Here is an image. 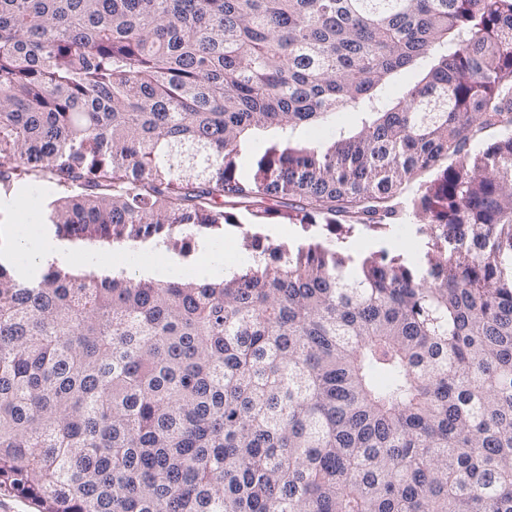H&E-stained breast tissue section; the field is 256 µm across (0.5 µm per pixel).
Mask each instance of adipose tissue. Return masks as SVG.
Segmentation results:
<instances>
[{"instance_id": "obj_1", "label": "adipose tissue", "mask_w": 512, "mask_h": 512, "mask_svg": "<svg viewBox=\"0 0 512 512\" xmlns=\"http://www.w3.org/2000/svg\"><path fill=\"white\" fill-rule=\"evenodd\" d=\"M11 262H14L19 276L43 267L55 256L78 259L87 271L99 272L97 255L111 253L112 272H125L134 277L153 276L177 278L189 274L201 281H210L231 273L232 261L224 257V243L209 241L195 257L184 259L171 257L165 263L142 262L139 251L128 249L117 243L77 242L59 243L50 240L44 225L19 222L12 228Z\"/></svg>"}]
</instances>
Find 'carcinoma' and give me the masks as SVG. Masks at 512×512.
<instances>
[{
	"label": "carcinoma",
	"mask_w": 512,
	"mask_h": 512,
	"mask_svg": "<svg viewBox=\"0 0 512 512\" xmlns=\"http://www.w3.org/2000/svg\"><path fill=\"white\" fill-rule=\"evenodd\" d=\"M450 156L411 202L426 276L256 234L219 282L0 264V486L39 512H512V0H0V192L49 180L67 236L378 231ZM269 137L248 140L241 144L238 154V171L243 176H250L257 159L269 145ZM451 159L441 161L437 166L430 170L423 171L413 176L408 182L403 185L402 197L410 200L422 184H430L440 177L442 170L451 163Z\"/></svg>",
	"instance_id": "carcinoma-1"
}]
</instances>
